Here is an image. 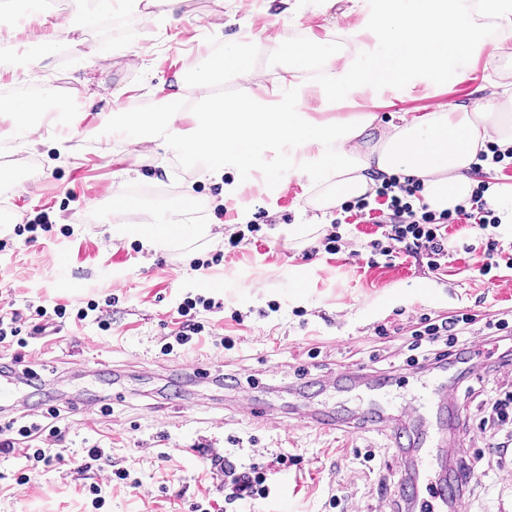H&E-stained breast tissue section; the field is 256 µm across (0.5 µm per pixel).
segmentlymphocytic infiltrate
Returning a JSON list of instances; mask_svg holds the SVG:
<instances>
[{
  "mask_svg": "<svg viewBox=\"0 0 512 512\" xmlns=\"http://www.w3.org/2000/svg\"><path fill=\"white\" fill-rule=\"evenodd\" d=\"M488 182H478L470 197L454 209L435 212L418 205L423 189L419 179L410 177H382L373 195L356 198L342 207L343 218L335 219L333 229L323 241L329 254L347 252L352 259H359L363 252L392 261L401 256L425 260L430 272L444 271L451 252L448 248V227L466 224L476 228L474 242L463 243L465 253L477 256L479 272L506 268L512 270V245H505L498 228L501 219L485 199ZM374 224L378 233L366 249H358L355 241L342 233V225ZM119 297L108 293L104 301L88 300L86 305L68 310L61 303L42 302L29 306L27 313H0V347L27 348L34 334L52 326H61L67 320L77 322L93 319L100 330L112 328L110 310ZM220 303L203 294L187 295L177 306V328L171 339L162 344V355L195 347L205 330L198 321L200 311L219 308ZM409 355L406 363L422 369L436 368L439 360L449 357L458 363L471 364L478 344L491 346L497 351L499 368L512 365V352L501 350L500 345L512 338V322L500 317L478 323L474 314L467 311L452 316L434 318L423 313L405 328ZM492 403L493 426L496 437L490 438L488 447L498 454L512 449V389L495 387ZM50 424L20 425L16 420L0 423V454L17 455L23 466L16 478L17 485L30 482L32 473L46 469L64 459L62 445L65 434L56 426L60 411L50 408ZM296 462L295 455L281 452L274 459H267L264 451L249 449L245 458L214 455L210 470L224 488V512H251L256 501L269 499L272 493L270 469L272 465L288 467Z\"/></svg>",
  "mask_w": 512,
  "mask_h": 512,
  "instance_id": "f902f5d3",
  "label": "lymphocytic infiltrate"
}]
</instances>
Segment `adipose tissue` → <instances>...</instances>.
Returning <instances> with one entry per match:
<instances>
[{
  "label": "adipose tissue",
  "instance_id": "1",
  "mask_svg": "<svg viewBox=\"0 0 512 512\" xmlns=\"http://www.w3.org/2000/svg\"><path fill=\"white\" fill-rule=\"evenodd\" d=\"M371 32L378 52L361 66L328 60L323 87L334 99H345L366 84L383 85L413 75L440 76L449 56L472 51L471 32L488 26L500 39L492 46L497 57H512V12L498 10L496 0H472L468 15L443 8L441 0H383ZM70 23L51 26L30 37L19 19L0 14V40L21 60L33 53L48 57L66 41ZM309 49L289 46V80L279 93L256 86L246 95L219 98L206 104L184 107L183 83L172 85L166 99L174 110L162 113L153 124L152 139L191 149L207 158L206 174L222 180L227 165L247 166L253 151L278 138L289 137L320 179L313 202L316 208L340 207L360 197L373 186L375 174L412 176L424 185L422 197L430 209L454 207L471 195L475 185L470 170L477 154L489 141L512 146V85L494 84L472 104L448 110L437 107L421 114H401L398 123L380 129L374 111L364 108L339 116L310 130L301 99H289L293 74L304 70ZM237 67L247 77L235 45L223 55L196 54L187 57L182 73L194 76L198 85L222 77L225 67ZM46 89L39 98L12 105V128L28 149L53 140L50 127L35 122L53 98Z\"/></svg>",
  "mask_w": 512,
  "mask_h": 512
}]
</instances>
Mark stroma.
<instances>
[{
    "mask_svg": "<svg viewBox=\"0 0 512 512\" xmlns=\"http://www.w3.org/2000/svg\"><path fill=\"white\" fill-rule=\"evenodd\" d=\"M154 10L145 4L137 12L113 13L111 26L78 28L71 34L77 51L22 69L13 56L0 54V89H12V101H20V88L51 87L74 104L62 122L70 136L65 153L50 144L28 150L11 134L9 117L0 116V151H9L28 173L23 181L0 182V214L7 216L0 224V239L7 242L0 250V304L73 306L103 299L108 289L120 297L111 332L90 322L69 323L25 348L24 361L42 383L27 412L41 414L49 403L69 407L68 460L20 486L13 479L20 460L0 458V512H189L201 494L224 498L198 446L235 455L237 440L249 438L269 452L301 457V464L272 472L276 479L290 476L294 512H336L329 505L334 495L355 512H379L398 479L394 450L384 434L367 428L324 434L290 423L298 369L313 379L358 364L392 367L400 382L391 407L421 401L432 376L406 370L403 336L379 338L376 326L422 313L451 316L468 309L489 318L512 311V270L488 281L464 253L439 275L411 257L371 267L344 253L327 254L320 246L336 212L311 205L315 172L303 167L294 142L257 148L248 167H226L218 183L207 178L205 159L188 160L181 148L155 142L138 148L140 127L117 132L107 119L113 112L165 109L162 87L173 82L185 53L220 55L233 39L252 47L243 56L251 78L226 70L217 90L227 98L255 84L280 87L288 67L284 50L294 44L311 46V63L318 67L340 53L360 63L374 54L375 44L353 33L375 25L378 0H337L328 11L322 0H185L172 28L158 25ZM496 37L495 29H478L479 50L449 57L439 79L415 75L368 86L357 103L377 105L385 124L396 110L470 102L481 85L512 82V62L490 55ZM105 142L112 151L103 158L98 149ZM228 185L241 187L237 199H225ZM187 195L195 200L188 222L158 251L130 237L113 238L116 224L163 222L164 211ZM44 208L57 233L34 243L14 236L15 216L28 221ZM255 220L262 229L253 243L231 248L230 240ZM200 224L210 225L209 235L196 233ZM219 251L224 264L209 277L192 270L191 260ZM198 290L224 303L199 315L211 336L186 355H161L160 339L173 327L177 304ZM224 336L234 339V347L216 350V339ZM79 359L88 360V369L76 368ZM188 363L203 365L213 379L186 387L187 403L179 411L169 405L168 393ZM227 373L250 382L257 398L273 407L275 420L236 414L231 388L215 380ZM106 403L108 415L101 411ZM94 445L110 449L113 465L141 482L135 489L113 481L98 511L83 490L92 475L80 469L86 448ZM368 450L376 455L370 463L362 458Z\"/></svg>",
    "mask_w": 512,
    "mask_h": 512,
    "instance_id": "1",
    "label": "stroma"
}]
</instances>
